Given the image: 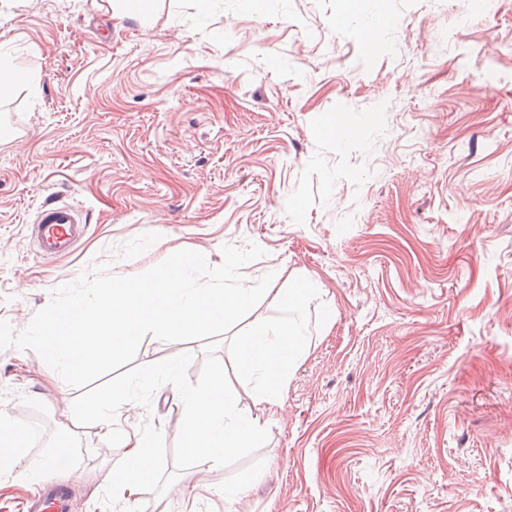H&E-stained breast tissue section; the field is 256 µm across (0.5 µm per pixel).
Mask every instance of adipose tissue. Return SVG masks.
Instances as JSON below:
<instances>
[{"label": "adipose tissue", "mask_w": 512, "mask_h": 512, "mask_svg": "<svg viewBox=\"0 0 512 512\" xmlns=\"http://www.w3.org/2000/svg\"><path fill=\"white\" fill-rule=\"evenodd\" d=\"M317 292L311 280L286 289L279 298L284 318L264 323L243 337L230 368L218 373L207 386L179 393L183 418L177 433L197 465L223 464L227 457L256 441L268 423L281 419L283 397L305 340L299 313ZM244 394L263 404L264 417L238 413L237 404ZM121 407V399L107 393L98 399L95 414L100 424L109 427L113 443L122 450L111 468L112 492L128 497L153 480L158 463L153 453L155 437L112 428V417ZM32 436V431L0 412V475L14 472L35 486L65 457V450L60 448L38 461L28 460L26 449Z\"/></svg>", "instance_id": "adipose-tissue-1"}]
</instances>
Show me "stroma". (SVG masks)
<instances>
[{
	"label": "stroma",
	"instance_id": "35a3bbf8",
	"mask_svg": "<svg viewBox=\"0 0 512 512\" xmlns=\"http://www.w3.org/2000/svg\"><path fill=\"white\" fill-rule=\"evenodd\" d=\"M0 55L33 80L0 101V321L23 330L96 262L129 276L254 243L245 274L276 278L222 337L227 364L283 317L287 283L321 288L284 421L208 469L181 449L173 386L133 400L121 423L159 436L161 466L128 502L100 488L122 451L88 417L74 512H224L227 482L244 512H512V0H0ZM54 196L90 235L43 259L27 225ZM182 352L198 380L203 342L149 337L49 388L36 353L0 351V411L37 459L65 403Z\"/></svg>",
	"mask_w": 512,
	"mask_h": 512
}]
</instances>
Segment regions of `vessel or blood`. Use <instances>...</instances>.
Listing matches in <instances>:
<instances>
[{
	"label": "vessel or blood",
	"mask_w": 512,
	"mask_h": 512,
	"mask_svg": "<svg viewBox=\"0 0 512 512\" xmlns=\"http://www.w3.org/2000/svg\"><path fill=\"white\" fill-rule=\"evenodd\" d=\"M89 229L83 206L56 198L42 203L27 231L35 253L44 259L76 251ZM67 487L56 476H48L38 495L29 502V512H70Z\"/></svg>",
	"instance_id": "vessel-or-blood-1"
}]
</instances>
